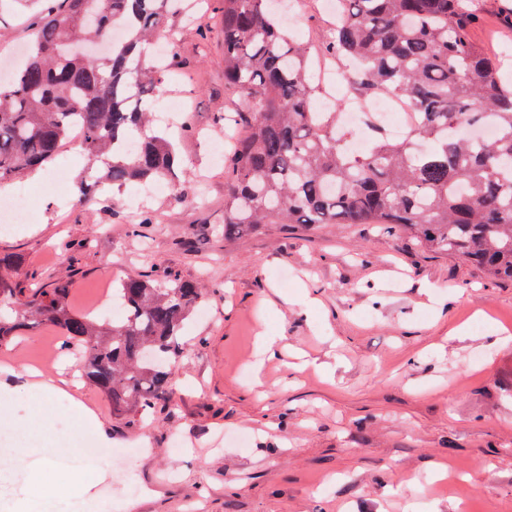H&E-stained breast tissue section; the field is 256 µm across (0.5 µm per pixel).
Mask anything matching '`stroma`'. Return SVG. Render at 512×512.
Masks as SVG:
<instances>
[{
	"mask_svg": "<svg viewBox=\"0 0 512 512\" xmlns=\"http://www.w3.org/2000/svg\"><path fill=\"white\" fill-rule=\"evenodd\" d=\"M283 22L320 73L347 69L323 54L336 24L325 0H299ZM474 42L512 75L507 0H476ZM222 0L196 21L174 15L171 76L155 97L153 129L191 171L179 190L134 185L116 200L82 204L75 182L90 160L80 144L39 175L32 220L0 233L20 259L14 278L45 288L70 278L69 304L97 322L113 317L112 290L169 272L204 297L181 330L188 354L169 398L149 413L117 416L105 394H80L110 438L101 446L64 398L33 396L25 368L77 372L78 350L43 325L0 344L15 358L0 404V440L41 424L38 449H95L89 479L112 478L107 497L73 495L49 512H512V281L493 279L410 232L373 224H269L227 239L224 163L207 136L240 101L224 85ZM36 7L0 0V61L31 38ZM185 101L170 119L167 102ZM281 338L278 359L263 342ZM68 469L0 477V512L16 495L50 490Z\"/></svg>",
	"mask_w": 512,
	"mask_h": 512,
	"instance_id": "35a3bbf8",
	"label": "stroma"
}]
</instances>
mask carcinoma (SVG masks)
Instances as JSON below:
<instances>
[{
    "instance_id": "carcinoma-1",
    "label": "carcinoma",
    "mask_w": 512,
    "mask_h": 512,
    "mask_svg": "<svg viewBox=\"0 0 512 512\" xmlns=\"http://www.w3.org/2000/svg\"><path fill=\"white\" fill-rule=\"evenodd\" d=\"M182 0H41L35 37L0 80V186L53 160L72 124L104 169L78 186L87 202L109 184L168 180L176 152L148 130L146 103L166 67H144L142 46L162 35ZM325 51L348 56L350 86L365 101L390 89L415 108L401 139L341 129L339 112H318L309 48L278 21L272 0H224V84L245 110L224 161V238L266 224H381L417 246L455 253L488 276L512 279V82L472 41V0H337ZM124 31L112 55H80L75 39ZM15 256L0 255V343L51 324L82 350V375L115 414L143 413L169 393L179 333L199 299L189 280L131 278L112 292L120 319L98 324L68 304L69 282L17 287Z\"/></svg>"
}]
</instances>
